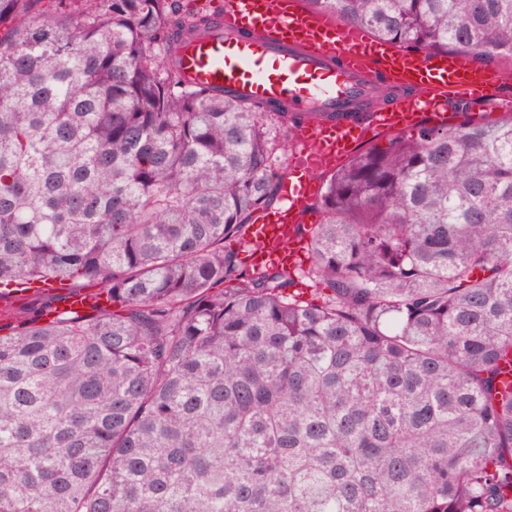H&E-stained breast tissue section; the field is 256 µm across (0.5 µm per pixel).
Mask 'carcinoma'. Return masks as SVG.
Returning <instances> with one entry per match:
<instances>
[{
	"instance_id": "obj_1",
	"label": "carcinoma",
	"mask_w": 512,
	"mask_h": 512,
	"mask_svg": "<svg viewBox=\"0 0 512 512\" xmlns=\"http://www.w3.org/2000/svg\"><path fill=\"white\" fill-rule=\"evenodd\" d=\"M512 62V0H307ZM0 512H512V114L357 153L295 271L225 245L304 116L186 84L195 0H0ZM389 85L357 103L371 109ZM74 289L80 290H96L100 288L94 282L88 280H78L71 282L70 285ZM66 283L58 282L55 294L59 299L55 303L57 312H70L76 315L92 313L97 307L106 306L108 304V296L103 292H89L72 290Z\"/></svg>"
}]
</instances>
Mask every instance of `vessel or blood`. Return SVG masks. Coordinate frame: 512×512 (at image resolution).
<instances>
[{"label":"vessel or blood","mask_w":512,"mask_h":512,"mask_svg":"<svg viewBox=\"0 0 512 512\" xmlns=\"http://www.w3.org/2000/svg\"><path fill=\"white\" fill-rule=\"evenodd\" d=\"M210 17L211 33L178 54L186 83L232 92L246 100L287 103L294 112H334V121L312 120L299 129V146L284 173H301L284 190V205L257 212L245 231L254 264H293L296 230L309 215L321 172L357 152L366 133H401L427 117L445 118L447 102L481 100L485 111L511 112L501 73L473 65L466 55L409 51L370 38L361 29L299 9L296 0H222ZM411 89L388 107L353 121L358 98L374 84ZM57 311L76 315L105 306L102 292L56 285Z\"/></svg>","instance_id":"b4317fda"}]
</instances>
